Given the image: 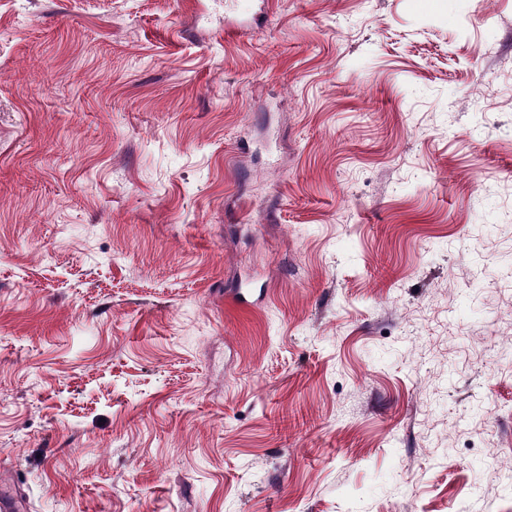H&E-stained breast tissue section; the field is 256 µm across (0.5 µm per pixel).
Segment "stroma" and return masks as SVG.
<instances>
[{
  "instance_id": "obj_1",
  "label": "stroma",
  "mask_w": 512,
  "mask_h": 512,
  "mask_svg": "<svg viewBox=\"0 0 512 512\" xmlns=\"http://www.w3.org/2000/svg\"><path fill=\"white\" fill-rule=\"evenodd\" d=\"M509 64L512 0H0L26 512H512Z\"/></svg>"
}]
</instances>
